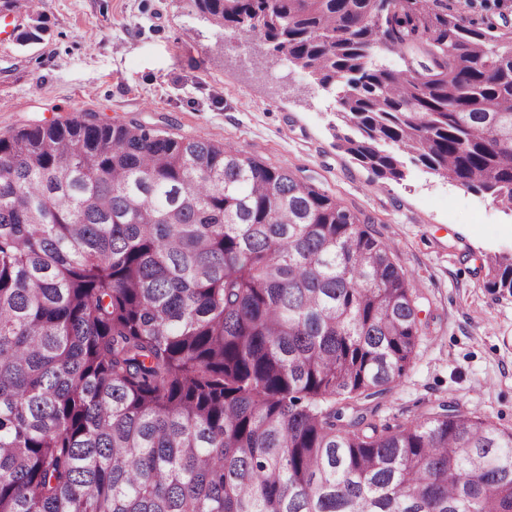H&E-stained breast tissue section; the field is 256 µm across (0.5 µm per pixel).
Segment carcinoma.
Returning a JSON list of instances; mask_svg holds the SVG:
<instances>
[{"instance_id": "cac0c4a2", "label": "carcinoma", "mask_w": 512, "mask_h": 512, "mask_svg": "<svg viewBox=\"0 0 512 512\" xmlns=\"http://www.w3.org/2000/svg\"><path fill=\"white\" fill-rule=\"evenodd\" d=\"M192 2L340 85L377 177L409 158L512 210V31L447 0ZM486 266L512 295V255ZM419 333L389 248L281 167L139 124L0 137V512H512V431L375 421Z\"/></svg>"}]
</instances>
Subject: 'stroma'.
<instances>
[{
    "instance_id": "obj_1",
    "label": "stroma",
    "mask_w": 512,
    "mask_h": 512,
    "mask_svg": "<svg viewBox=\"0 0 512 512\" xmlns=\"http://www.w3.org/2000/svg\"><path fill=\"white\" fill-rule=\"evenodd\" d=\"M447 2L489 35L512 30V0ZM41 13L39 42L0 45V136L91 115L289 168L370 216L411 281L421 336L376 421L403 423L452 401L512 429V295L484 286L487 256L512 253L511 210L411 163L403 180L376 178L336 146L339 87L219 30L191 0H44Z\"/></svg>"
}]
</instances>
